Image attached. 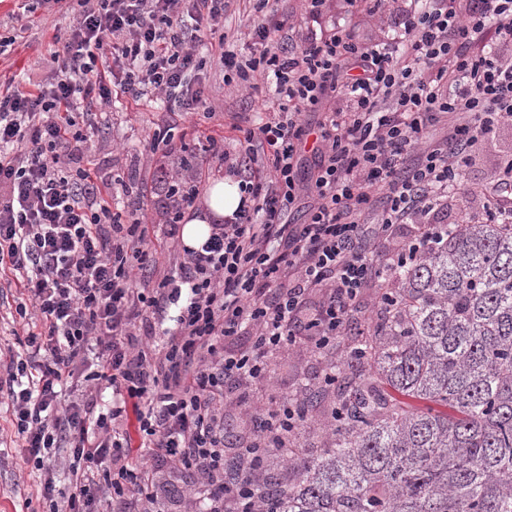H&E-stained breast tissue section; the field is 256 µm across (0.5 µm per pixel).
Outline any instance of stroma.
<instances>
[{"label": "stroma", "instance_id": "1", "mask_svg": "<svg viewBox=\"0 0 512 512\" xmlns=\"http://www.w3.org/2000/svg\"><path fill=\"white\" fill-rule=\"evenodd\" d=\"M408 5L409 0H385L376 14L369 15L348 12L344 0H327L322 16L317 19L306 13L302 0H280L278 8L290 17L286 34L292 42L312 34L330 33L333 26L339 25L357 41L374 43L395 36ZM14 8V0H0V35L15 39L12 48L0 55V82L13 80L24 88L32 83L49 82L54 68L50 55L52 36L56 28L72 23L79 7L74 4L64 10L57 5L41 6L31 16L12 21L8 15ZM256 22L250 0H230L224 11L226 48L238 59H248L255 50L252 31ZM205 83L215 110L209 120L167 111L165 100L157 95L137 101L117 98L94 106L97 130L85 156L104 173L122 177L127 182L139 180L140 196L119 197L112 209L120 213L123 223L141 221L158 259L156 272L160 275L174 270L183 253L182 240L174 241L164 235L158 209L161 187L164 180L181 177L183 171L180 149L154 152L149 148L159 120H166L175 134L184 136L186 143L194 147L201 130L207 128L213 135L235 139V126L252 125L278 104L275 85L270 80L260 81L258 90L253 91L240 80L225 81L222 68L214 65L208 67ZM511 158L512 129L505 127L495 137L474 146L467 170L468 182L485 183L497 167ZM482 212L480 199L459 194L436 212L424 217L413 216L408 223L398 225L394 237L410 238L424 222L449 224L461 215L478 220ZM16 297L14 274L0 270V341L18 347L26 340L27 327L12 318ZM274 361L272 386L258 384L251 388L255 404H270L273 398L293 394L301 384L314 385L321 378L322 366L306 346L275 356ZM158 481L165 490L167 512H200L203 489L188 486L177 474L159 475ZM37 482L36 475L22 466L20 443L11 431V411L0 405V512H41L43 505L35 499Z\"/></svg>", "mask_w": 512, "mask_h": 512}]
</instances>
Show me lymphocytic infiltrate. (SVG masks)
<instances>
[{
	"label": "lymphocytic infiltrate",
	"mask_w": 512,
	"mask_h": 512,
	"mask_svg": "<svg viewBox=\"0 0 512 512\" xmlns=\"http://www.w3.org/2000/svg\"><path fill=\"white\" fill-rule=\"evenodd\" d=\"M74 22L53 36L49 85L0 92V268L23 273L15 311L37 316L22 352L0 369V397L39 473L48 512H99L105 494L163 512L155 475H187L208 512H243L259 451L287 444L302 420L298 402L255 410V430L236 468L224 451V389L270 384L271 360L296 345L335 349L364 288L383 271L430 250L435 227L394 241L411 213H430L470 193L464 170L478 141L512 124V0H411L388 41L356 42L338 31L290 44L288 17L254 0L263 17L257 51L217 62L250 82L273 74L277 108L240 129L238 152L205 135L201 165L241 175L232 217L212 225L201 249H185L175 272L138 278L152 254L137 225H123L112 197L125 183L99 168L68 170L93 135L79 104L113 90L164 95L178 111L210 115L206 61L184 17L220 31L225 0H77ZM345 109L321 111L330 93ZM321 111L316 130L302 116ZM448 137L423 147L431 126ZM311 144L309 183L298 169ZM414 162H407L410 151ZM484 218L512 213V160L493 173ZM378 223H363L375 192ZM314 196L304 223L290 221ZM319 303H312L313 294ZM173 327H165V320ZM249 335L248 346L235 339ZM135 412L141 443L123 421ZM69 454V485L55 462Z\"/></svg>",
	"instance_id": "1"
}]
</instances>
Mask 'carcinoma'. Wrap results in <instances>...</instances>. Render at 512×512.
Here are the masks:
<instances>
[{"label": "carcinoma", "mask_w": 512, "mask_h": 512, "mask_svg": "<svg viewBox=\"0 0 512 512\" xmlns=\"http://www.w3.org/2000/svg\"><path fill=\"white\" fill-rule=\"evenodd\" d=\"M381 288L397 304L361 357L326 360L327 446L269 449L297 478L262 480L260 512H512V223L451 226Z\"/></svg>", "instance_id": "cac0c4a2"}]
</instances>
